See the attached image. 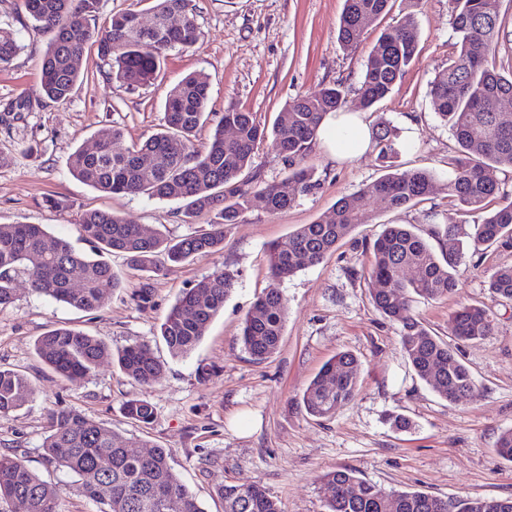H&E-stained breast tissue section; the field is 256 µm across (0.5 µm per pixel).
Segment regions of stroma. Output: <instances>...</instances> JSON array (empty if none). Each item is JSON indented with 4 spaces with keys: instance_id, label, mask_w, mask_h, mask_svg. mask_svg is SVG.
Wrapping results in <instances>:
<instances>
[{
    "instance_id": "obj_1",
    "label": "stroma",
    "mask_w": 512,
    "mask_h": 512,
    "mask_svg": "<svg viewBox=\"0 0 512 512\" xmlns=\"http://www.w3.org/2000/svg\"><path fill=\"white\" fill-rule=\"evenodd\" d=\"M193 2L202 37L191 48L171 52L153 85L117 87L91 42L80 61L84 80L69 101L40 102L33 111L17 113L9 109L12 102L39 94L48 37L20 11L18 0H0V27L13 31L20 46L11 64L0 67V153L15 156L14 164L0 168V224L45 225L51 236L84 253L90 245L78 221L90 210L117 212L144 229L160 228L172 236L206 226L205 214L195 224L182 223L176 202L88 186L71 175V153L98 139H112L119 150L145 140L159 129L166 91L191 73L207 76L214 117L237 108L273 124L297 96L336 81L357 86L383 27L407 11L405 0H395L350 53L337 41L344 0ZM415 21L418 64L376 109L366 111L365 119L372 128L382 122L396 128L400 169L434 172L429 200L398 210L371 203L368 221L345 236L335 253L289 279L272 278L265 253L269 243L331 216L339 197L382 174L376 152L339 162L318 142L305 159L322 180L318 193L284 211L255 205L239 223L225 226L220 253L168 266L158 276L130 270L120 254L108 255L124 286L97 311L57 303L32 291L27 275L19 276L14 304L0 309V367L24 374L33 394L21 409L0 417V453L16 455L55 484L62 512L99 510L73 477L42 457L49 415L63 407L131 437L133 452L146 445L169 449L172 467L204 512H222L217 488L246 477L276 498L284 512H325L319 478L339 467L353 468L388 490L425 492L451 504L467 497L512 496V461L496 449L500 432L512 427V302L495 299L488 290L495 270L512 265V248L465 254L454 293L412 303L416 317L442 338L450 315L462 305L483 304L494 319L484 340L460 346L475 387L456 403L414 374L401 348L399 325L374 309L364 280L372 259L368 245L383 225L412 224L427 238L454 209L446 184L456 143L428 96L456 40L448 0H421ZM49 196L63 199L64 207L47 208ZM218 270L235 275L233 292L197 347L188 356L172 357L158 334L160 322L183 291ZM270 289L287 299L288 314L278 350L256 362L239 336L245 315ZM55 326L101 337L115 352L150 344L165 371L158 382L143 387L117 365L104 364L72 384L34 349L36 339ZM346 350L359 359L356 396L331 419L306 415L300 394L329 358ZM135 397L152 404V423L140 426L125 417L122 405ZM392 415L409 419L411 429L393 428Z\"/></svg>"
}]
</instances>
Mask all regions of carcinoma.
I'll list each match as a JSON object with an SVG mask.
<instances>
[{
    "label": "carcinoma",
    "instance_id": "cac0c4a2",
    "mask_svg": "<svg viewBox=\"0 0 512 512\" xmlns=\"http://www.w3.org/2000/svg\"><path fill=\"white\" fill-rule=\"evenodd\" d=\"M156 28L144 31L134 11L116 13L97 36V54L109 66L112 81L126 89L154 83L169 52L193 46L201 31L193 0H153ZM457 42L447 69L430 83L432 107L451 127L457 148L448 158L453 171L448 197L455 213L434 231L432 245L412 224H385L372 245L367 272L375 309L401 325L400 343L414 373L449 402L469 396L474 381L455 349L432 335L412 313L410 299L437 300L457 288L454 271L462 253L461 217L483 213L468 235L474 251L512 246V197L501 191L499 173L512 167V72L504 74L490 60L504 34L501 0H449ZM99 0H20V8L50 35L41 65V96L53 102L70 99L80 81L79 61L91 38L88 21L96 16ZM392 8V0H345L337 40L346 51L357 48L362 27L376 23ZM20 50L13 33L0 28V65L9 64ZM414 14H406L380 33L369 52L359 85L358 108L369 110L387 97L406 71L418 62ZM349 90L341 82L286 104L273 128L255 113L227 109L208 146L199 150L196 132L209 118V84L202 74H190L170 88L164 100L162 131L132 147L117 151L112 141L82 145L69 157L71 174L87 185L115 195L147 194L181 203L178 216L185 224L208 214V227L182 237L144 229L114 212L92 210L79 219L83 239L92 254L77 251L69 241L50 236L42 224H0V307L14 302L17 278L28 274L33 291L77 310L100 309L106 294L122 280L104 255L119 252L130 268L160 274L167 263H180L214 254L224 248V226L236 224L259 201L276 212L292 207L301 197L316 193L321 179L304 159L316 142L325 116L341 110ZM232 131L227 137L224 131ZM288 165L279 180L265 182L255 173V148L268 136ZM397 134L387 125L372 133V148L386 173L371 186L339 198L334 217L298 226L268 245V269L284 280L309 265L320 263L339 241L367 218L370 200L387 209L415 206L428 200L435 176L426 169H394ZM149 158L151 164L142 162ZM499 205L488 210V204ZM235 276L215 271L183 293L160 324V336L174 357L189 355L209 323L224 309ZM494 297L512 301V265L499 268L488 282ZM287 303L274 290L259 296L246 314L240 336L250 357L262 362L278 349ZM493 319L481 305L463 306L449 318L448 330L463 341L490 335ZM38 356L72 383L90 376L105 361L142 386H150L165 365L150 345L139 343L113 354L98 336L69 327H55L35 343ZM359 362L350 352L328 360L303 391L299 404L316 418H331L358 390ZM33 390L27 378L0 368V417L23 406ZM127 418L148 424L151 404L132 398L123 405ZM498 453L512 461V428L501 431ZM47 463L80 481L84 496L101 504L99 512H203L195 495L169 464L170 452L159 446L145 456L129 450L125 436L69 407L50 414L49 431L41 446ZM112 486L103 499L100 484ZM328 493L326 512H440L442 499L419 491L387 492L338 468L323 476ZM224 512H283L279 501L257 482L240 480L217 489ZM0 500L11 512H61L56 486L42 480L22 460L0 454ZM455 512H512V497L461 499Z\"/></svg>",
    "mask_w": 512,
    "mask_h": 512
}]
</instances>
